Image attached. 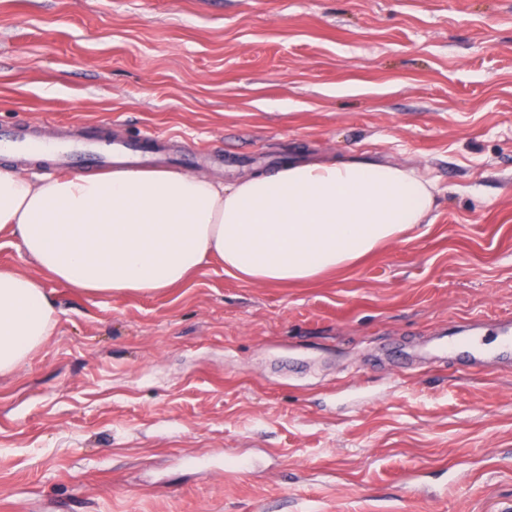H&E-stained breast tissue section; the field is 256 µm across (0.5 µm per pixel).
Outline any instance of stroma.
Masks as SVG:
<instances>
[{"label":"stroma","mask_w":512,"mask_h":512,"mask_svg":"<svg viewBox=\"0 0 512 512\" xmlns=\"http://www.w3.org/2000/svg\"><path fill=\"white\" fill-rule=\"evenodd\" d=\"M157 129L230 165L379 160L429 225L307 284L211 260L120 298L46 279L0 378V512H502L512 365L438 330L512 317V0H0V123ZM251 461L250 473L234 458Z\"/></svg>","instance_id":"1"}]
</instances>
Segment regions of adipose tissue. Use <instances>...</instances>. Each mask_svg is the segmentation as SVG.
Here are the masks:
<instances>
[{
	"label": "adipose tissue",
	"instance_id": "ef3b65f1",
	"mask_svg": "<svg viewBox=\"0 0 512 512\" xmlns=\"http://www.w3.org/2000/svg\"><path fill=\"white\" fill-rule=\"evenodd\" d=\"M434 206L430 180L365 159L295 163L231 184L165 170L0 168V233L38 269L0 268V376L54 331L43 275L121 297L176 287L217 258L252 284L309 282L427 223Z\"/></svg>",
	"mask_w": 512,
	"mask_h": 512
}]
</instances>
